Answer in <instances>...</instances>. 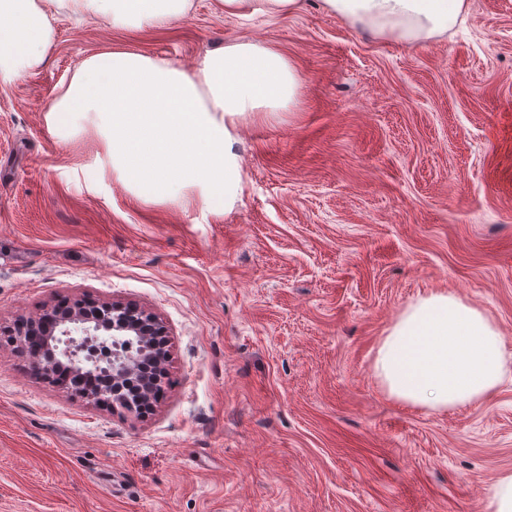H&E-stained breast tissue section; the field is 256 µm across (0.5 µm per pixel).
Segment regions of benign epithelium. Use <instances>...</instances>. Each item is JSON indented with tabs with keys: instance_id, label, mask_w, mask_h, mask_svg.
Masks as SVG:
<instances>
[{
	"instance_id": "1",
	"label": "benign epithelium",
	"mask_w": 512,
	"mask_h": 512,
	"mask_svg": "<svg viewBox=\"0 0 512 512\" xmlns=\"http://www.w3.org/2000/svg\"><path fill=\"white\" fill-rule=\"evenodd\" d=\"M42 319L50 321L51 325L40 330L37 320L30 319L7 330L20 355L36 364L43 361L57 364L62 354L74 362L85 360L103 365L112 373V382H122L134 389L130 397L114 391L89 394L88 399L114 411L133 413L138 411L141 401L163 387L162 379L152 378L142 371V364L134 354L111 343V337L128 336L137 330L143 336L141 353L158 350L154 337L167 335L166 326L140 305L114 301L96 309V315L92 316L83 312L78 303L73 311L65 314L50 309Z\"/></svg>"
}]
</instances>
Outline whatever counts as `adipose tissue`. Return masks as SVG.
Listing matches in <instances>:
<instances>
[{
  "mask_svg": "<svg viewBox=\"0 0 512 512\" xmlns=\"http://www.w3.org/2000/svg\"><path fill=\"white\" fill-rule=\"evenodd\" d=\"M93 12L117 28H155L185 15L192 0H0V84L41 68L55 36L50 7ZM351 25L422 45L463 20L468 0H323ZM301 80L282 53L254 43L209 51L194 71L130 48L89 56L51 109L96 113L112 133V165L148 195L167 175L208 184L217 205L234 198L238 164L226 119L288 110ZM504 339L483 311L444 292L409 303L382 341L374 375L398 400L447 408L482 400L500 384Z\"/></svg>",
  "mask_w": 512,
  "mask_h": 512,
  "instance_id": "adipose-tissue-1",
  "label": "adipose tissue"
}]
</instances>
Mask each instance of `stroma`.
<instances>
[{
  "mask_svg": "<svg viewBox=\"0 0 512 512\" xmlns=\"http://www.w3.org/2000/svg\"><path fill=\"white\" fill-rule=\"evenodd\" d=\"M44 66L0 87V327L54 300L133 301L167 327L166 394L112 411L0 342V512H486L512 473V0L451 34L381 39L302 0L163 28L54 7ZM255 43L302 78L286 112L230 132L232 206L208 185L144 195L94 115L51 111L100 49L194 71ZM484 311L508 364L481 402L431 410L377 383L418 296Z\"/></svg>",
  "mask_w": 512,
  "mask_h": 512,
  "instance_id": "35a3bbf8",
  "label": "stroma"
}]
</instances>
